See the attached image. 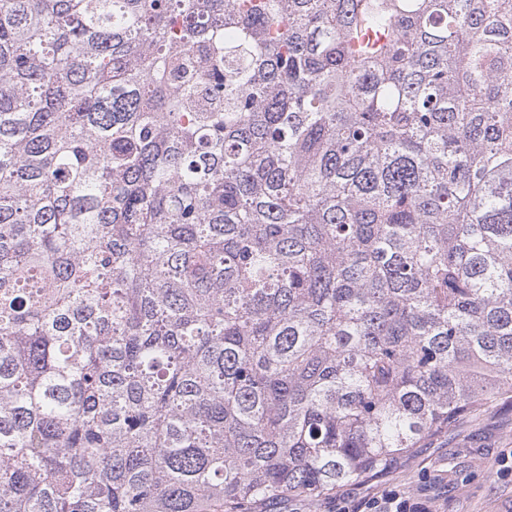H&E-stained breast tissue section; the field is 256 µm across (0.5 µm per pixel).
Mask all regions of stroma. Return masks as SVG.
I'll list each match as a JSON object with an SVG mask.
<instances>
[{
  "label": "stroma",
  "mask_w": 512,
  "mask_h": 512,
  "mask_svg": "<svg viewBox=\"0 0 512 512\" xmlns=\"http://www.w3.org/2000/svg\"><path fill=\"white\" fill-rule=\"evenodd\" d=\"M512 451V406L476 411L455 430L426 439L387 460L369 477L339 486L315 500L290 496L257 512H335L337 495L360 501L396 486L434 502L439 512H512V475L497 472L496 459Z\"/></svg>",
  "instance_id": "35a3bbf8"
}]
</instances>
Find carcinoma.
<instances>
[{
  "mask_svg": "<svg viewBox=\"0 0 512 512\" xmlns=\"http://www.w3.org/2000/svg\"><path fill=\"white\" fill-rule=\"evenodd\" d=\"M512 400V0H0V512L319 498Z\"/></svg>",
  "mask_w": 512,
  "mask_h": 512,
  "instance_id": "obj_1",
  "label": "carcinoma"
}]
</instances>
